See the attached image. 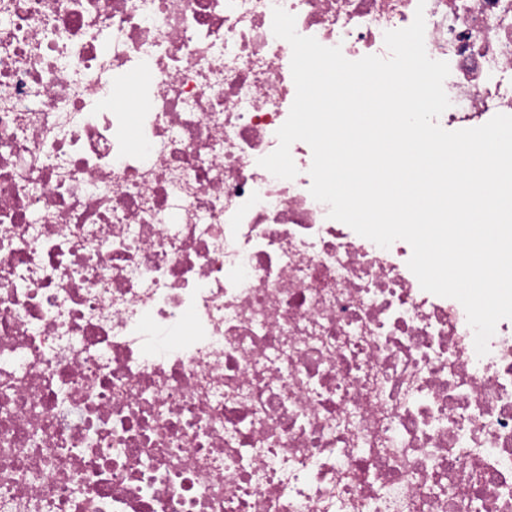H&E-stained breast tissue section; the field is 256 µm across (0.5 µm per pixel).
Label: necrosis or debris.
Listing matches in <instances>:
<instances>
[{
    "label": "necrosis or debris",
    "instance_id": "4bbe7bcc",
    "mask_svg": "<svg viewBox=\"0 0 512 512\" xmlns=\"http://www.w3.org/2000/svg\"><path fill=\"white\" fill-rule=\"evenodd\" d=\"M277 7L351 61L423 10L439 125L512 115V0H0V512H512V319L258 164Z\"/></svg>",
    "mask_w": 512,
    "mask_h": 512
}]
</instances>
